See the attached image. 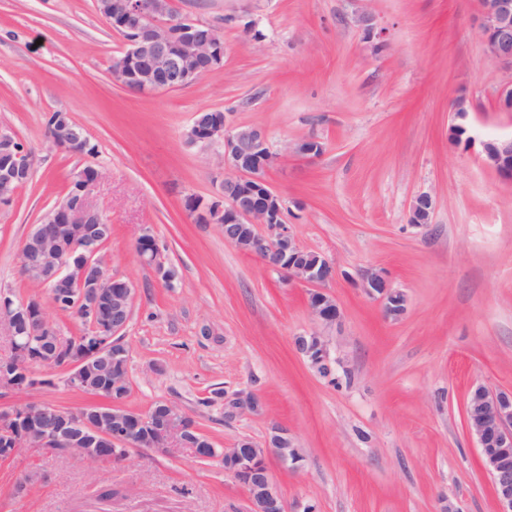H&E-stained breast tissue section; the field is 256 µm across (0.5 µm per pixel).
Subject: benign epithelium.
Returning <instances> with one entry per match:
<instances>
[{"instance_id":"benign-epithelium-1","label":"benign epithelium","mask_w":512,"mask_h":512,"mask_svg":"<svg viewBox=\"0 0 512 512\" xmlns=\"http://www.w3.org/2000/svg\"><path fill=\"white\" fill-rule=\"evenodd\" d=\"M97 4L111 15L112 28L126 35V48L111 62L110 73L130 91L181 89L223 64L221 31L211 24L176 16L172 0H97ZM354 23L373 46L385 45V31L377 27L371 13H356ZM475 24L487 57L512 70V0H480ZM186 137L191 143L220 141L224 147V178L217 199L190 196L186 200L194 221L220 225L226 242L281 273L287 281L308 286V307L316 319L325 325L339 322L342 313L329 292L338 275L336 266L325 255L301 246L287 226L282 197L268 180L281 155L270 148L265 130L232 125L227 113L206 109L193 114ZM52 142L79 155L93 153L87 132L79 124L63 122ZM464 144L479 146L484 163L512 186V137L479 141L469 131ZM294 151L317 157L323 145L309 137L298 142ZM31 171L30 155L19 148L10 132L0 129V206L13 201ZM101 178L97 168L89 176L77 175L66 198L32 225L21 242L19 258L25 280L53 299L69 301L91 321V329L112 337V343L82 349L57 334L46 317L41 295L14 299L0 293V334L14 342V356L0 361L1 391L20 389V373L25 382L36 383L34 368L47 367L68 371L71 387L93 395L98 390L94 380L112 383V359L128 354L120 333L130 320L135 288L129 281L112 277L101 255L112 228L106 214L90 202ZM432 211L430 195L416 196L409 223H430ZM136 246L140 248L139 258L153 265L161 279L173 281L175 272L160 259L158 248L150 244L144 247L140 242ZM360 288L381 303L385 316L396 319L404 313L406 296L391 286L384 272L363 270ZM294 344L314 371L332 374L336 360L324 336L317 332L301 334ZM259 407L253 393L239 391L225 400L224 413L233 418ZM124 411L114 398L79 412L32 400L0 407V461L12 459L24 449L50 453L63 448L92 464L123 462L132 449L160 451L178 445L189 430L188 417L169 403L134 429L112 430V421H123ZM464 419L491 477L498 512H512V391L473 386ZM194 454L201 460L221 458L224 471L245 490L247 512H315L309 502L288 507L271 477L270 460L292 467L303 460L302 449L284 427L273 428L260 448L242 439L220 456L197 447Z\"/></svg>"}]
</instances>
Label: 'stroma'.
I'll use <instances>...</instances> for the list:
<instances>
[{
    "label": "stroma",
    "instance_id": "1",
    "mask_svg": "<svg viewBox=\"0 0 512 512\" xmlns=\"http://www.w3.org/2000/svg\"><path fill=\"white\" fill-rule=\"evenodd\" d=\"M183 17L224 36V64L175 90L133 93L109 67L125 47L95 0H0V128L31 150L32 177L0 206V289L31 293L19 247L86 165L103 177L91 195L112 237L102 255L135 288L124 331L129 393L147 412L168 402L215 447L263 446L286 427L304 461L270 462L288 503L315 512H497L479 451L464 424L473 386L512 389V189L478 149L449 136L452 104L466 97L481 137L512 135L498 93L512 72L485 55L474 25L479 0H173ZM368 9L387 43L376 49L353 23ZM219 109L266 130L281 164L269 180L299 243L331 259L342 318L321 324L305 286L285 281L197 224L184 203L211 198L219 145L192 144L194 112ZM64 112L95 152L55 146L44 119ZM314 136L315 158L290 153ZM430 194V224H409L412 200ZM158 242L173 286L140 261L142 233ZM386 273L408 300L397 320L353 284ZM316 332L348 373L317 374L294 338ZM15 398L75 410L95 396L60 370ZM247 390L259 413L224 417L225 396ZM39 478L18 491L24 475ZM244 490L221 459L192 448L133 450L92 466L76 455L25 452L0 461V512H245Z\"/></svg>",
    "mask_w": 512,
    "mask_h": 512
}]
</instances>
